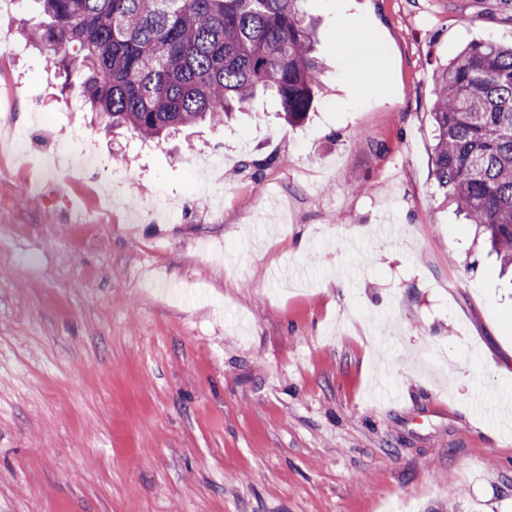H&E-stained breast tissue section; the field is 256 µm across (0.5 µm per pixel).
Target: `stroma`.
Segmentation results:
<instances>
[{"mask_svg": "<svg viewBox=\"0 0 512 512\" xmlns=\"http://www.w3.org/2000/svg\"><path fill=\"white\" fill-rule=\"evenodd\" d=\"M323 88L105 133L0 21V512H512V276L433 173V74L512 0H305ZM370 34L353 73L335 42ZM91 155L73 175L45 158Z\"/></svg>", "mask_w": 512, "mask_h": 512, "instance_id": "stroma-1", "label": "stroma"}]
</instances>
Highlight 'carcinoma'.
<instances>
[{"mask_svg": "<svg viewBox=\"0 0 512 512\" xmlns=\"http://www.w3.org/2000/svg\"><path fill=\"white\" fill-rule=\"evenodd\" d=\"M303 0H40L48 21L27 37L78 75L106 128L160 141L222 124L257 94L290 124L321 89ZM434 167L445 198L512 265V46L472 41L434 73Z\"/></svg>", "mask_w": 512, "mask_h": 512, "instance_id": "cac0c4a2", "label": "carcinoma"}]
</instances>
